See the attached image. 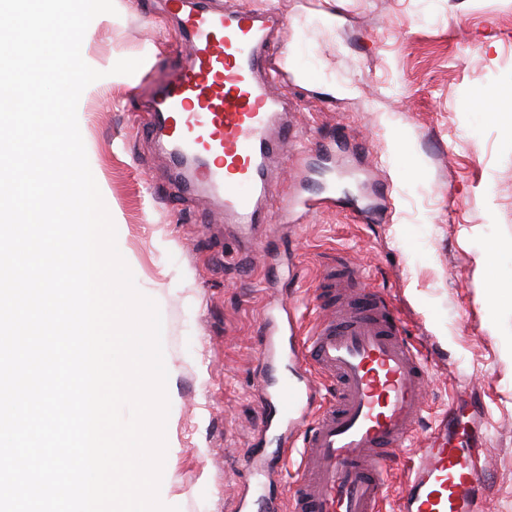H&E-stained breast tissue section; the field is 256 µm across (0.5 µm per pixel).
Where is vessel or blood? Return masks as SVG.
<instances>
[{
    "label": "vessel or blood",
    "instance_id": "1",
    "mask_svg": "<svg viewBox=\"0 0 512 512\" xmlns=\"http://www.w3.org/2000/svg\"><path fill=\"white\" fill-rule=\"evenodd\" d=\"M182 14L183 66L154 89L150 105L162 145L198 158L193 188L221 190L224 221L249 244L270 191L267 162L287 155L296 138L280 122L282 100L261 74L282 17L262 16L210 0H170ZM350 261L320 264L321 313L310 329L295 314L268 316L261 350L269 366L293 360L297 374L273 375L271 408L289 427L305 425L298 479L289 499L251 501L248 512H382L385 481L396 456L410 447L429 365L407 334L394 301L362 284ZM438 420L414 450L398 512H482L487 474V420L482 404Z\"/></svg>",
    "mask_w": 512,
    "mask_h": 512
}]
</instances>
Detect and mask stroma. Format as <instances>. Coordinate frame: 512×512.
<instances>
[{
    "label": "stroma",
    "mask_w": 512,
    "mask_h": 512,
    "mask_svg": "<svg viewBox=\"0 0 512 512\" xmlns=\"http://www.w3.org/2000/svg\"><path fill=\"white\" fill-rule=\"evenodd\" d=\"M286 24L270 46L302 145L269 162L273 196L256 259L237 246L220 200L201 202L145 132L156 84L183 59L177 13L161 0H114L81 46L101 79L77 118L92 174L138 289L163 318L170 412L159 497L180 512H235L254 495V441L277 455L266 428L258 359L264 318L295 295L314 305L322 253H348L390 296L433 370L425 434L475 390L487 410L490 475L484 512H512V298L486 302L487 241L512 279V130L498 92L512 87V0H241ZM335 14L324 27L321 12ZM124 58L146 71L115 75ZM333 192L319 210L286 199Z\"/></svg>",
    "instance_id": "obj_1"
}]
</instances>
